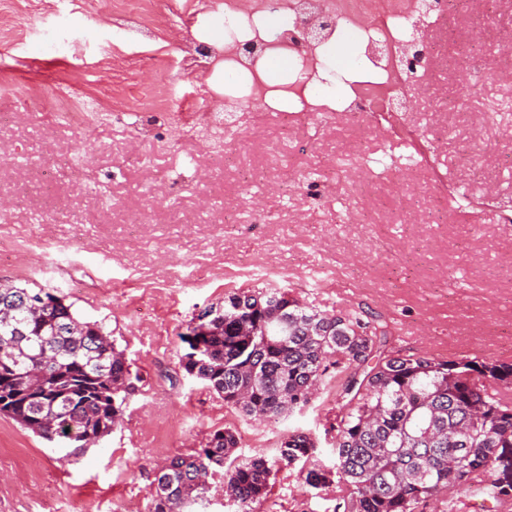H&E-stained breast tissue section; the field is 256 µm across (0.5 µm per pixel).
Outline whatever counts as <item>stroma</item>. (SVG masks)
<instances>
[{
	"instance_id": "stroma-1",
	"label": "stroma",
	"mask_w": 512,
	"mask_h": 512,
	"mask_svg": "<svg viewBox=\"0 0 512 512\" xmlns=\"http://www.w3.org/2000/svg\"><path fill=\"white\" fill-rule=\"evenodd\" d=\"M181 3L142 0L150 32L130 44L115 0H51L38 25L32 0H0V108L15 112L0 125V282L53 291L104 322L140 375L121 426L77 455L0 415V512H147L157 472L224 427L269 457L288 429L312 432L333 466L331 396L248 421L182 368L180 333L232 291L278 288L331 314L384 317L395 350L512 363V112L486 132L477 116L512 93L489 67L512 65V0L467 66L470 14L426 32L443 53L399 132L319 112L285 128L246 106L192 136L188 110L212 91L179 68L198 35ZM61 23L77 51H61ZM465 84L472 103L449 111ZM61 98L96 122H43ZM227 149L236 167L217 162ZM58 155L91 164L95 182L60 185L50 216L8 206L14 186L40 192L41 165ZM241 166L258 177L241 184ZM327 506L284 469L256 510Z\"/></svg>"
}]
</instances>
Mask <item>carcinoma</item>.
<instances>
[{
	"label": "carcinoma",
	"mask_w": 512,
	"mask_h": 512,
	"mask_svg": "<svg viewBox=\"0 0 512 512\" xmlns=\"http://www.w3.org/2000/svg\"><path fill=\"white\" fill-rule=\"evenodd\" d=\"M285 292L238 291L223 312L191 319L182 367L249 419L276 421L336 381L334 468L316 439L282 434L273 458L247 456L231 428L155 476L148 512H184L218 476L234 512H252L286 468L304 486L336 488L328 512H453L458 489L512 500V364L386 350L388 324L330 314ZM105 326L59 296L0 283V414L84 450L112 433L134 381Z\"/></svg>",
	"instance_id": "obj_1"
}]
</instances>
